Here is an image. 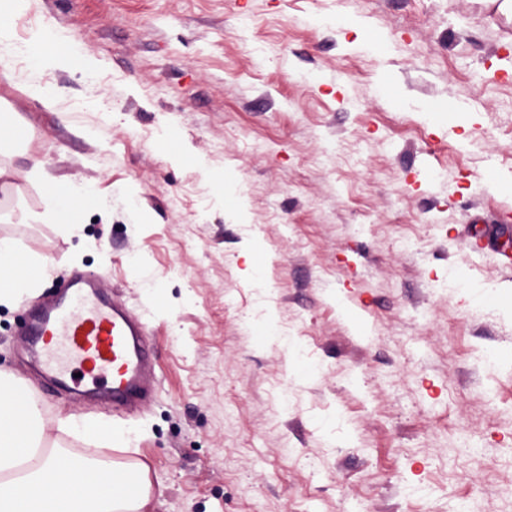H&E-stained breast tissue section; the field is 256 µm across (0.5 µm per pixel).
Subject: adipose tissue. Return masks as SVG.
Listing matches in <instances>:
<instances>
[{"label": "adipose tissue", "instance_id": "1", "mask_svg": "<svg viewBox=\"0 0 512 512\" xmlns=\"http://www.w3.org/2000/svg\"><path fill=\"white\" fill-rule=\"evenodd\" d=\"M35 5L36 0H0V70L7 72L17 62H24L31 76L25 87L26 94L50 105L54 97L38 82V75L54 65L90 74L95 62L48 21L33 30L29 38L17 39L14 19L29 13ZM44 198L49 214L66 224L79 223L81 208L85 205L106 212L112 209L111 199L96 197L77 183L47 185ZM17 258L16 247L0 239V306H12L22 295L36 293L54 267L50 257L44 255L32 257L22 268L18 267Z\"/></svg>", "mask_w": 512, "mask_h": 512}]
</instances>
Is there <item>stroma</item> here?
Listing matches in <instances>:
<instances>
[{
	"instance_id": "1",
	"label": "stroma",
	"mask_w": 512,
	"mask_h": 512,
	"mask_svg": "<svg viewBox=\"0 0 512 512\" xmlns=\"http://www.w3.org/2000/svg\"><path fill=\"white\" fill-rule=\"evenodd\" d=\"M44 18L96 62L46 70L50 108L0 72L32 132L0 157V238L55 261L0 306V370L37 400L45 447L85 445L69 414L133 430L108 448L144 469L148 512H451L512 478V365L463 358L512 346L511 17L491 0H39ZM50 181L139 211L34 222ZM89 271L146 325L155 388L128 409L56 391L20 342ZM452 277L489 288L487 319Z\"/></svg>"
}]
</instances>
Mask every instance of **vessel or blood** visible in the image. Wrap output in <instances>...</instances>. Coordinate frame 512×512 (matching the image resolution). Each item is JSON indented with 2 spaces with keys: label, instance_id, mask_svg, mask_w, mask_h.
I'll return each mask as SVG.
<instances>
[{
  "label": "vessel or blood",
  "instance_id": "b4317fda",
  "mask_svg": "<svg viewBox=\"0 0 512 512\" xmlns=\"http://www.w3.org/2000/svg\"><path fill=\"white\" fill-rule=\"evenodd\" d=\"M68 288V300L38 308L28 329L44 373L64 387L82 377L116 402L138 398L147 363L143 324L99 295L95 273L73 276Z\"/></svg>",
  "mask_w": 512,
  "mask_h": 512
}]
</instances>
